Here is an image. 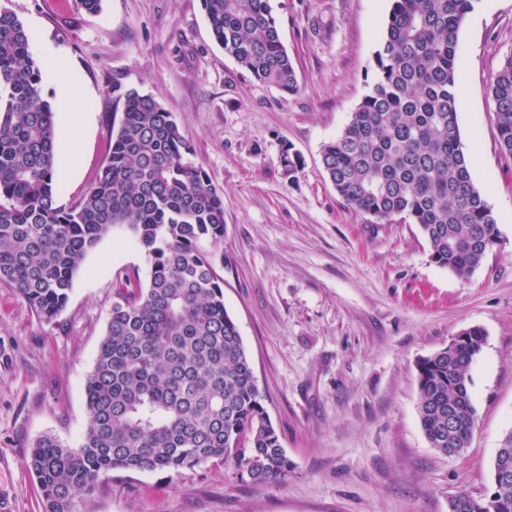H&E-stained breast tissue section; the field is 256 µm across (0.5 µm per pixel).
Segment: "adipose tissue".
<instances>
[{
	"label": "adipose tissue",
	"instance_id": "ef3b65f1",
	"mask_svg": "<svg viewBox=\"0 0 512 512\" xmlns=\"http://www.w3.org/2000/svg\"><path fill=\"white\" fill-rule=\"evenodd\" d=\"M32 50L45 59L50 73L61 82L59 108L65 118L69 134L62 146V156L67 166H75L81 157V128L86 117V94L82 84L73 75L69 62L48 52L39 41H32Z\"/></svg>",
	"mask_w": 512,
	"mask_h": 512
}]
</instances>
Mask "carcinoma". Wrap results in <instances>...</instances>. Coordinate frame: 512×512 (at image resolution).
<instances>
[{
  "mask_svg": "<svg viewBox=\"0 0 512 512\" xmlns=\"http://www.w3.org/2000/svg\"><path fill=\"white\" fill-rule=\"evenodd\" d=\"M477 0H391L372 85L335 139L323 169L356 212L419 226L442 268L473 272L499 241L498 218L471 175L457 123L460 26ZM216 42L256 81L299 90L270 0H202ZM29 33L0 9V281L51 323L86 255L116 229L150 268L115 278L98 356L85 384L82 444L44 436L27 465L46 512H87L113 471H178L219 460L255 484L293 462L262 404L251 361L211 256L224 240V196L192 161L193 147L151 95L128 90L107 162L76 203H58L54 111ZM500 151L512 157V55L491 77ZM467 341L417 364L418 416L431 447H468L477 419L469 369L485 344ZM461 414L448 430V408ZM470 512H512V481L491 484Z\"/></svg>",
  "mask_w": 512,
  "mask_h": 512,
  "instance_id": "carcinoma-1",
  "label": "carcinoma"
}]
</instances>
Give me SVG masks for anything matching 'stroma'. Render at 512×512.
Returning a JSON list of instances; mask_svg holds the SVG:
<instances>
[{
	"mask_svg": "<svg viewBox=\"0 0 512 512\" xmlns=\"http://www.w3.org/2000/svg\"><path fill=\"white\" fill-rule=\"evenodd\" d=\"M300 89L256 82L214 40L201 0H0L88 93L82 158L57 170L58 202H77L108 157L121 92L172 112L224 195L214 269L252 360L263 405L294 463L266 484L222 462L179 471L111 472L90 512H448L460 490L482 497L512 432V159L499 151L489 80L512 54V0H477L460 28L457 101L471 174L499 217L500 243L470 275L430 258L418 225L354 212L332 187L322 145L367 91L391 0H271ZM301 158L295 173L283 148ZM147 274L126 233L105 236L77 270L68 302L42 322L0 282V501L44 512L26 464L32 444L76 448L85 383L118 273ZM486 342L470 368L477 421L468 447L431 448L417 405L418 361L464 329Z\"/></svg>",
	"mask_w": 512,
	"mask_h": 512,
	"instance_id": "1",
	"label": "stroma"
}]
</instances>
